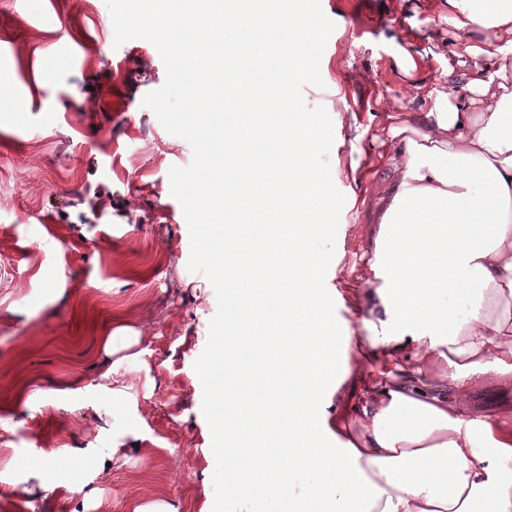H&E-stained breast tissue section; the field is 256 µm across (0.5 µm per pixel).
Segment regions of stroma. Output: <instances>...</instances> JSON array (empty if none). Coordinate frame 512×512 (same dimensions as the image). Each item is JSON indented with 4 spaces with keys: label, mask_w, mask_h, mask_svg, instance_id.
<instances>
[{
    "label": "stroma",
    "mask_w": 512,
    "mask_h": 512,
    "mask_svg": "<svg viewBox=\"0 0 512 512\" xmlns=\"http://www.w3.org/2000/svg\"><path fill=\"white\" fill-rule=\"evenodd\" d=\"M293 6L316 22L329 60L293 94L327 130L353 114L361 124L359 139H330L312 160L337 201L316 245L334 262L339 358L375 367L374 286L359 274L374 260L369 188L392 174L376 100L428 111L448 90L455 31L447 0ZM165 79L152 43L115 45L105 0H0V512H127L134 499L212 512L194 364L217 300L188 269V225L170 193L169 170L189 165L192 148L141 105ZM109 369L131 380L122 396ZM507 412L487 382L462 416L481 426ZM120 435L127 464L100 472L74 454Z\"/></svg>",
    "instance_id": "obj_1"
}]
</instances>
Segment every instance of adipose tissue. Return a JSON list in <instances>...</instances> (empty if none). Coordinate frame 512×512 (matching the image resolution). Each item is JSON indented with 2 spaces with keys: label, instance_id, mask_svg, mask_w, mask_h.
Masks as SVG:
<instances>
[{
  "label": "adipose tissue",
  "instance_id": "ef3b65f1",
  "mask_svg": "<svg viewBox=\"0 0 512 512\" xmlns=\"http://www.w3.org/2000/svg\"><path fill=\"white\" fill-rule=\"evenodd\" d=\"M457 32L447 96L390 128L394 177L375 194L378 281L367 306L383 369L339 368L324 298L333 186L310 165L326 142L288 92L318 56L317 26L291 0H152L155 37L207 28L239 34L271 88L263 111L239 94L224 139L264 158L224 170L218 251L206 254L230 303L217 366L231 376L218 435L226 512H512V415L489 428V451L462 417L473 389L512 395V0H448ZM475 30L491 38L473 42ZM443 364L433 376L429 362ZM354 413L361 427L343 425Z\"/></svg>",
  "mask_w": 512,
  "mask_h": 512
}]
</instances>
